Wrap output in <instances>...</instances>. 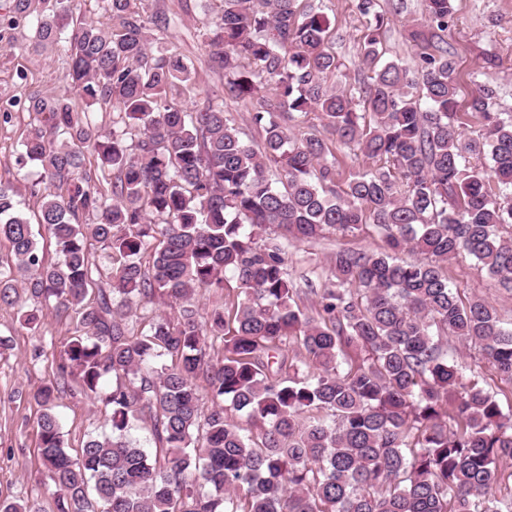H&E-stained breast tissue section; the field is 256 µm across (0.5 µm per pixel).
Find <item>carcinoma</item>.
Listing matches in <instances>:
<instances>
[{
	"label": "carcinoma",
	"mask_w": 512,
	"mask_h": 512,
	"mask_svg": "<svg viewBox=\"0 0 512 512\" xmlns=\"http://www.w3.org/2000/svg\"><path fill=\"white\" fill-rule=\"evenodd\" d=\"M67 2L12 0L0 12V28L24 20L46 47L69 29L66 84L115 114L112 129L94 130L69 98L31 97L43 119L18 161L38 169L31 193L42 194L38 223L55 262L40 257L18 189L0 185V238L14 256L0 266V302L32 333L39 316L24 292L54 301L61 317L76 312L83 327L55 359L54 382L33 394L56 512H512L493 495L499 464L512 460V414L497 393L464 382L443 348L449 335L479 347L512 383V327L448 281V262L466 253L512 290V115L493 111L488 83L459 111L443 39L454 0H425L426 24L411 31L416 72L382 61L384 15L377 0H354L365 19L360 63L373 73L355 95L329 82L338 64L321 9L221 0L204 42L224 91L260 98L251 113L260 150L224 102L184 107L194 63L155 52L149 35L177 18L147 14L145 0H102L106 31ZM311 112L322 130L285 123ZM471 117L475 137L463 134ZM335 143L374 161L341 189ZM87 152L109 188L83 170ZM86 214L95 222L82 223ZM364 224L384 250H336L317 316L305 314L288 245ZM93 242L113 267L111 288L88 303L102 277ZM405 250L422 258L399 259ZM230 278L236 298L198 320L197 292ZM156 298L177 312L134 334L128 317ZM292 340L310 361L304 374ZM73 383L111 422V434L88 436L74 455L55 411ZM229 410L259 433L230 422ZM145 420L153 454L129 437Z\"/></svg>",
	"instance_id": "carcinoma-1"
}]
</instances>
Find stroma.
Instances as JSON below:
<instances>
[{
	"label": "stroma",
	"instance_id": "1",
	"mask_svg": "<svg viewBox=\"0 0 512 512\" xmlns=\"http://www.w3.org/2000/svg\"><path fill=\"white\" fill-rule=\"evenodd\" d=\"M392 2L379 0L383 13L390 16L381 37L383 57L417 69L420 49L410 39L406 24L391 17ZM454 5L455 23L447 41L460 73V99H469L476 85L489 83L496 89L497 110L512 113V0H455ZM146 8L148 13L180 20L179 26L161 35L159 42L163 48L192 59L196 66L197 85L184 96L185 107L195 110L209 97L223 100L226 114L245 132L247 141L261 146L262 133L250 121L248 104L226 97L223 73L210 67L200 37L204 16L197 0H147ZM322 8L336 32L332 51L339 64V85L346 91H355L363 23L351 0H323ZM491 56L497 65L485 68L484 60ZM65 57L64 45L53 50L38 46L27 25L0 30V184L19 188L21 208L31 220L36 219L41 205L40 197L30 193L37 170L18 164L20 143L39 119L29 106L31 95L67 93L63 79ZM381 245L379 235L367 226L354 237L329 234L291 246L288 270L304 312L314 314V292L327 282L330 257L337 249L372 251ZM448 277L461 298H484L497 308L504 323H512V293L500 288L472 257L462 254L450 261ZM26 303L41 317L34 335L20 326L16 308L0 305V336L11 339L10 347L0 349V499L22 500L39 512H55V487L43 472L39 454L38 421L42 408L33 394L53 382V358L80 325L76 316L58 317L52 304L44 299L30 296ZM447 350L468 366V379L497 392L502 405L512 404V384L501 381L491 365L479 362L477 348L463 347L452 338ZM56 412L65 445L73 452L89 433L109 429L104 410L75 390L61 394Z\"/></svg>",
	"mask_w": 512,
	"mask_h": 512
}]
</instances>
